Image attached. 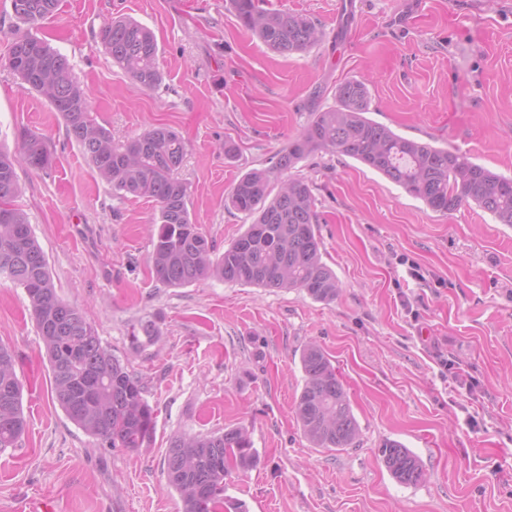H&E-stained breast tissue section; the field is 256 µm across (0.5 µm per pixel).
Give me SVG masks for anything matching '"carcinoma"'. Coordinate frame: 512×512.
I'll list each match as a JSON object with an SVG mask.
<instances>
[{
    "mask_svg": "<svg viewBox=\"0 0 512 512\" xmlns=\"http://www.w3.org/2000/svg\"><path fill=\"white\" fill-rule=\"evenodd\" d=\"M16 23L6 57L8 67L62 117L67 133L117 197L128 194L155 204L157 228L150 261L157 279L185 287L215 277L259 288L299 289L318 302L336 299L340 285L322 260L316 234L313 186L288 171L319 152L354 159L401 186L429 209L451 214L475 204L512 227V176L496 173L465 154L403 137L369 117L368 90L348 80L336 87V105L312 113L301 136L279 151L270 165L244 174L225 206L251 224L224 253L194 224L189 187L177 176L186 153L180 133L151 126L117 143L90 109L87 88L72 75L69 59L25 26L53 15L58 0H12ZM238 23L273 52L291 55L320 40L305 15L265 9L259 0H229ZM112 63L141 90L157 87L158 43L153 32L131 19L103 21L98 34ZM53 155L38 135H21L12 150L0 145V281L23 288L53 377L52 397L66 417L88 436L111 447L136 451L148 447L156 431V413L144 379L104 346L84 313L58 294L44 251L26 213L17 206V168L49 169ZM281 181L277 194L271 184ZM161 330L152 318L139 322L133 341L153 344ZM304 384L294 405L297 423L314 448L341 451L359 436L350 400L323 349L307 345L300 354ZM26 430L23 384L11 350L0 345V452L16 447ZM392 477L416 484L423 477L419 458L402 443L379 449ZM258 459L243 427L222 433L180 435L164 457L166 487L178 494L181 512H218L224 508V479L234 469L251 468Z\"/></svg>",
    "mask_w": 512,
    "mask_h": 512,
    "instance_id": "cac0c4a2",
    "label": "carcinoma"
}]
</instances>
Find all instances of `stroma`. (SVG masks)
<instances>
[{
    "mask_svg": "<svg viewBox=\"0 0 512 512\" xmlns=\"http://www.w3.org/2000/svg\"><path fill=\"white\" fill-rule=\"evenodd\" d=\"M269 5L308 15L321 44L273 53L226 0H60L31 32L67 56L114 139L152 125L180 132L191 217L219 252L247 222L224 206L239 176L267 166L349 79L366 83L371 119L512 175V0ZM116 16L155 33L157 88L134 91L103 51L99 27ZM13 21L12 0H0V142L14 146L28 129L54 156L47 171L19 170V203L58 293L145 379L157 425L152 444L130 452L70 422L52 400L27 294L0 281V344L41 394L23 405L18 446L0 453V512L45 498L62 512H180L164 474L170 438L239 426L258 461L232 470L225 496L248 512H512V228L473 205L433 212L321 151L295 172L313 186L323 259L341 285L333 302L217 279L166 287L149 263L153 202L113 196L59 115L4 65ZM148 317L160 341L133 344ZM312 341L359 425L356 445L337 453L312 447L293 412ZM388 440L416 454L422 482L391 476L379 454Z\"/></svg>",
    "mask_w": 512,
    "mask_h": 512,
    "instance_id": "obj_1",
    "label": "stroma"
}]
</instances>
